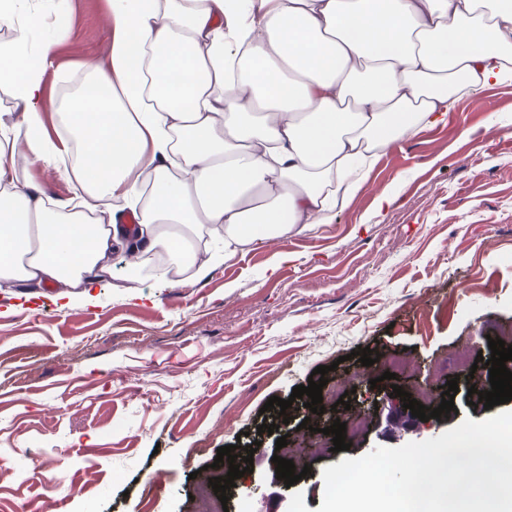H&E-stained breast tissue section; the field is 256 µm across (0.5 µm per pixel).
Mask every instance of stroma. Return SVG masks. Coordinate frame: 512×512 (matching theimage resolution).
<instances>
[{"label":"stroma","instance_id":"35a3bbf8","mask_svg":"<svg viewBox=\"0 0 512 512\" xmlns=\"http://www.w3.org/2000/svg\"><path fill=\"white\" fill-rule=\"evenodd\" d=\"M39 13L35 37L54 42L43 84L50 136L61 130L63 85L108 62L106 0H20ZM393 198L380 208L379 196ZM330 223L238 254L191 286L131 278L115 264L93 298L69 308L54 288L11 310L0 289V512H196L193 472L217 450L261 444L251 472L226 491L229 512H318L323 471L378 446L441 435L489 413L457 397L425 428L398 409L371 416L349 450L310 459L289 487L271 458L284 434L299 438L313 370L349 393L354 374L381 378L385 356L415 366L404 391L429 384L441 402L454 348L481 353L512 326V68L490 87L457 95L445 122L380 151ZM381 356L366 367L351 352ZM262 424L274 433L259 432ZM54 459L65 487L47 492Z\"/></svg>","mask_w":512,"mask_h":512}]
</instances>
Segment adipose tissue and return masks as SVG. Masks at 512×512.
Returning <instances> with one entry per match:
<instances>
[{
    "label": "adipose tissue",
    "instance_id": "1",
    "mask_svg": "<svg viewBox=\"0 0 512 512\" xmlns=\"http://www.w3.org/2000/svg\"><path fill=\"white\" fill-rule=\"evenodd\" d=\"M109 60L45 130L36 17L0 11V281L68 306L121 253H162L156 279L205 278L243 247L330 223L376 151L445 120L440 85L498 83L512 0H107ZM497 46L485 48L487 37ZM72 186L49 196L32 170ZM224 250L198 256L199 229Z\"/></svg>",
    "mask_w": 512,
    "mask_h": 512
}]
</instances>
